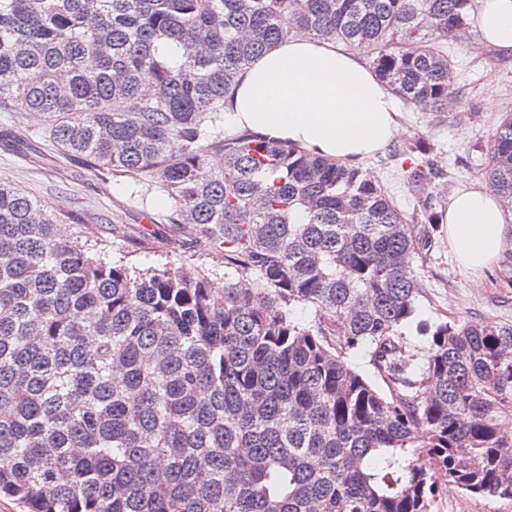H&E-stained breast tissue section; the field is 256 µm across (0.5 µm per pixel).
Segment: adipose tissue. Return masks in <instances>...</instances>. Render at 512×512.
Segmentation results:
<instances>
[{"instance_id": "adipose-tissue-1", "label": "adipose tissue", "mask_w": 512, "mask_h": 512, "mask_svg": "<svg viewBox=\"0 0 512 512\" xmlns=\"http://www.w3.org/2000/svg\"><path fill=\"white\" fill-rule=\"evenodd\" d=\"M477 49L512 55V0H480ZM235 125L310 154L355 166L399 135L390 88L361 53L297 33L254 59L224 98ZM448 245L473 283L496 261L507 226L504 204L485 179L454 192L444 215Z\"/></svg>"}]
</instances>
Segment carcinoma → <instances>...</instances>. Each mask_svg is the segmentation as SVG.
I'll list each match as a JSON object with an SVG mask.
<instances>
[{
	"instance_id": "1",
	"label": "carcinoma",
	"mask_w": 512,
	"mask_h": 512,
	"mask_svg": "<svg viewBox=\"0 0 512 512\" xmlns=\"http://www.w3.org/2000/svg\"><path fill=\"white\" fill-rule=\"evenodd\" d=\"M477 0H0V108L95 172L159 180L224 291L66 236L0 180V496L22 512H431L512 500V323L441 322L403 354L429 246L363 171L217 131L224 96L296 32L370 46L448 111ZM512 206V115L488 150ZM425 183L431 163L404 169ZM306 306L301 323L292 308ZM367 346L383 391L344 359ZM432 512H512V500H485L448 486L436 496Z\"/></svg>"
}]
</instances>
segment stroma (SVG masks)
<instances>
[{
	"label": "stroma",
	"mask_w": 512,
	"mask_h": 512,
	"mask_svg": "<svg viewBox=\"0 0 512 512\" xmlns=\"http://www.w3.org/2000/svg\"><path fill=\"white\" fill-rule=\"evenodd\" d=\"M476 32L449 44L458 94L454 110L437 117L427 109L399 103L402 131L385 153L366 160L362 169L383 185L405 212L433 197L437 207L463 183L484 177L492 132L512 113V56L473 51ZM0 179L12 182L40 201L74 234L89 228L101 258H120L140 267L184 265L203 271L213 288L224 286V269L214 265L210 247L192 231L173 233L162 220L166 200L156 180L91 173L85 161L68 158L48 142L46 125L37 114L0 110ZM433 163L438 175L417 187L402 170L406 157ZM432 245L417 259L421 282L417 311L403 330L414 368L427 362L428 326L442 320L479 323L512 322V264L497 259L485 270L481 287L462 269L448 249V227L430 226ZM432 512H512V500H485L450 487L436 496Z\"/></svg>",
	"instance_id": "1"
}]
</instances>
